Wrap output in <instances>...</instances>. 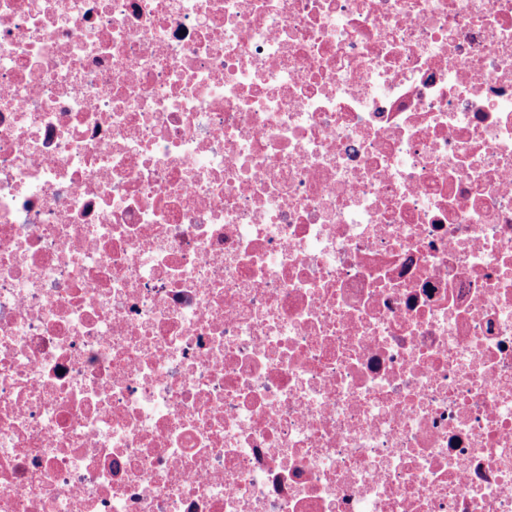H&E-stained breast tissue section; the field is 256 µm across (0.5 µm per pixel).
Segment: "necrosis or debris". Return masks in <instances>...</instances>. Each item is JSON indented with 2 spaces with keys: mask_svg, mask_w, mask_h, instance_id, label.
I'll use <instances>...</instances> for the list:
<instances>
[{
  "mask_svg": "<svg viewBox=\"0 0 512 512\" xmlns=\"http://www.w3.org/2000/svg\"><path fill=\"white\" fill-rule=\"evenodd\" d=\"M0 512H512V0H0Z\"/></svg>",
  "mask_w": 512,
  "mask_h": 512,
  "instance_id": "necrosis-or-debris-1",
  "label": "necrosis or debris"
}]
</instances>
